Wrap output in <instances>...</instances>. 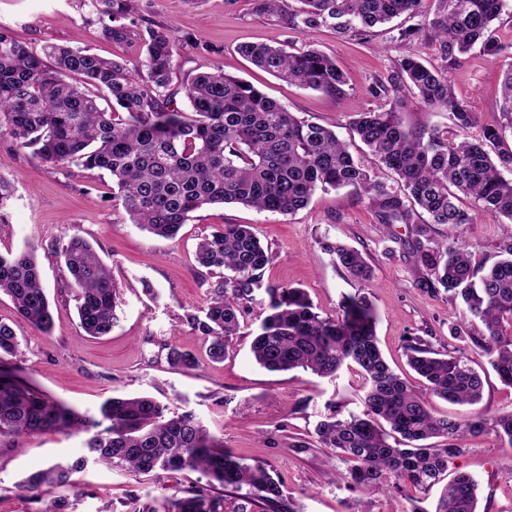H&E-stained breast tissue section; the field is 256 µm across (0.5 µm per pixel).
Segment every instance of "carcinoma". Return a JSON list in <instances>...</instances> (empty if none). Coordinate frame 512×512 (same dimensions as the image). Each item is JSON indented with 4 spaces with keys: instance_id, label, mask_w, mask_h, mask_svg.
Wrapping results in <instances>:
<instances>
[{
    "instance_id": "cac0c4a2",
    "label": "carcinoma",
    "mask_w": 512,
    "mask_h": 512,
    "mask_svg": "<svg viewBox=\"0 0 512 512\" xmlns=\"http://www.w3.org/2000/svg\"><path fill=\"white\" fill-rule=\"evenodd\" d=\"M258 2L287 29L326 26L364 40L379 24L420 13L423 0H299V10L287 0ZM505 2L440 0L441 11L428 20L440 57L452 65L477 46L494 62L512 51V43L491 34ZM91 3L103 38L121 42L135 29L143 32L141 60L131 65L56 45L39 55L0 28V136L41 161L107 172L113 198L132 223L153 235L176 237L191 214L207 206L240 204L291 215L316 190L347 186L368 197L380 223L414 224L419 237H427L431 224H473L480 213L512 221V178L503 176L512 172V150L500 148L506 129H512V111L481 117L454 97L446 71L417 57L402 58L381 86L394 93V103L360 111L353 122L359 140L395 175L397 186L389 188L354 160L332 129L298 118L253 84L222 71L202 70L184 85L190 111L169 108L166 89L178 47L174 29L139 14L137 0ZM240 51L260 69L306 88L340 94L346 84L336 61L316 49L294 53L251 43ZM406 89L428 107L448 111L457 134L404 126L399 103ZM103 90L112 102L108 110L98 103L97 92ZM474 128L476 136L470 135ZM462 195L479 202L477 209L462 208ZM423 213L427 219L421 222ZM327 249L351 278L372 281L374 270L358 249L339 242ZM499 250L506 258L487 269L450 235L434 247L418 243L415 258L429 272L419 280L421 287L439 286L463 303L452 334L468 335L467 317L479 319L484 332L476 343L492 356L500 381L512 386V237L502 240ZM49 256L63 259L84 332L111 334L120 288L94 247L72 235L51 246L44 254ZM196 261L220 276L208 283L207 306L186 312L182 321L204 337L210 360L222 362L273 253L252 225L224 224L200 239ZM0 293L34 328L51 331L52 309L36 247L0 253ZM266 293L268 314L250 346L257 364L320 377L352 366L362 377V414L342 419L333 410L315 429L331 457L349 464L345 478L353 485L371 489L392 480L428 488L463 452L464 437L493 432L512 444L511 412L490 418L480 412L463 423L435 415L433 397L469 405L482 398L483 378L463 355L439 358L419 342L408 345V363L424 380V388H416L388 365L366 297L347 296L338 311L321 313L301 288L268 287ZM18 346L12 327L0 322V444L13 448L24 435H71L100 426L18 382L7 367ZM166 361L183 371L199 365L191 351L179 347L168 348ZM167 411L148 396L108 399L101 413L110 426L87 439L89 457L49 464L21 480L18 490L38 501L69 484L91 457L134 475L192 470L206 478V484L170 500L164 512H224L221 488L239 493L238 512H288L279 482L265 465L245 464L226 451L224 441L193 413ZM433 438L439 443H428ZM477 490L472 477L455 476L435 512H477Z\"/></svg>"
}]
</instances>
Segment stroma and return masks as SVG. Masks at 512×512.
<instances>
[{
	"instance_id": "stroma-1",
	"label": "stroma",
	"mask_w": 512,
	"mask_h": 512,
	"mask_svg": "<svg viewBox=\"0 0 512 512\" xmlns=\"http://www.w3.org/2000/svg\"><path fill=\"white\" fill-rule=\"evenodd\" d=\"M139 7L141 14L173 27L180 41L169 85L179 111L189 109L182 87L199 67L222 70L253 83L298 117L331 127L362 166L393 185V175L354 138L351 123L357 112L386 106L389 97L378 85L403 56L417 55L427 64L441 66L423 31L425 17L400 16L361 40L336 36L326 28L306 33L284 29L277 16L258 11L256 0H140ZM0 28L36 50L64 44L131 62L142 54L139 39L115 43L101 38L95 9L79 0H0ZM408 28L413 36L402 38ZM247 42H278L290 50L314 46L335 58L345 73L343 93L334 96L302 88L258 70L238 52ZM511 65L510 54L491 64L474 49L449 68L448 83L473 111L497 114L503 104L501 73ZM0 175L12 185L0 209L5 215L0 223L1 252L30 245L46 250L60 238L78 235L95 246L121 289L119 321L110 335L97 339L86 336L78 324L75 296L57 258L43 262V281L53 306L51 334L23 321L11 298L0 294V321L13 327L19 341L14 359L18 379L86 418L100 420V408L109 398L147 395L174 411L193 412L223 438L227 450L246 463L259 462L274 470L282 480L283 498L296 512H405L409 503L404 490H366L347 483L340 476L343 463L329 461L327 449L316 439L314 429L331 409L344 418L362 413L359 376L347 369L333 378L300 369L275 372L254 361L250 344L265 316V290L281 286L305 289L313 304L327 313L338 311L344 297H367L378 345L389 365L409 382L417 380L407 365L409 340H422L444 356L464 354L469 365L485 375L482 398L475 405L435 400L439 414L463 420L480 412L490 417L512 412V387L500 382L488 354L474 341L483 330L481 323L470 325L468 337L452 336L462 303L443 288L420 287L409 249L415 238L413 225L380 224L353 188L316 191L306 208L287 216L239 204L207 207L196 211L178 237L169 240L132 224L121 203L109 197L112 179L107 173L41 162L2 137ZM220 224L253 225L274 261L262 271L261 288L241 318V329L223 362L214 363L207 357L204 339L181 318L206 304L207 272L194 254L200 237ZM451 232L434 224L428 236L440 242ZM452 233L469 246L476 261L489 266L499 258L500 241L512 236V221L486 219ZM336 241L363 253L374 269L371 283L352 279L336 265L326 249ZM146 282L153 294L143 292ZM171 346L194 352L198 368L171 369L166 362ZM86 439L83 433H39L23 436L17 448L1 451L0 512H45L46 501L23 495L17 483L50 463L86 455ZM462 446L449 474L474 477L478 512H512V444L483 433L465 437ZM200 478L197 472L162 470L134 477L91 462L57 493L69 499L71 512H131L130 498L159 507L165 499L182 496Z\"/></svg>"
}]
</instances>
